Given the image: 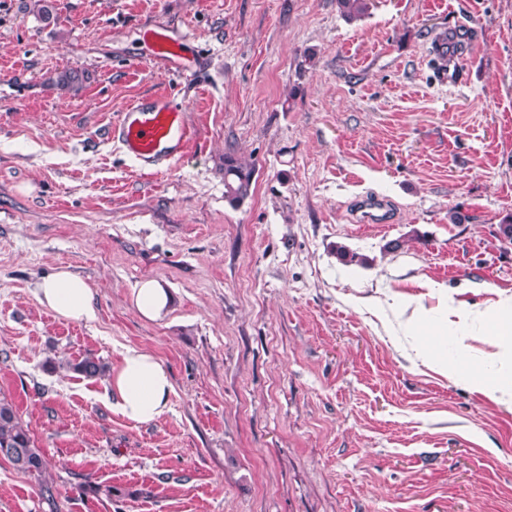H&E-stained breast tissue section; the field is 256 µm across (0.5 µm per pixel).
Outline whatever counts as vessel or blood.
Wrapping results in <instances>:
<instances>
[{
    "label": "vessel or blood",
    "mask_w": 512,
    "mask_h": 512,
    "mask_svg": "<svg viewBox=\"0 0 512 512\" xmlns=\"http://www.w3.org/2000/svg\"><path fill=\"white\" fill-rule=\"evenodd\" d=\"M149 41L156 60L167 63L172 72H183L181 45L164 28L151 29ZM108 136L133 159L157 166L186 148L194 130L183 107L164 96L155 102L130 104L109 127Z\"/></svg>",
    "instance_id": "vessel-or-blood-1"
}]
</instances>
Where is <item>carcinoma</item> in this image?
Masks as SVG:
<instances>
[{"label": "carcinoma", "mask_w": 512, "mask_h": 512, "mask_svg": "<svg viewBox=\"0 0 512 512\" xmlns=\"http://www.w3.org/2000/svg\"><path fill=\"white\" fill-rule=\"evenodd\" d=\"M341 14L352 20L364 16L369 9V0H336ZM80 75L64 70L47 79V84L60 91L78 90ZM254 167L234 152L224 154V198L234 207L243 203L251 194ZM336 258L344 265H368V259L343 244L336 245ZM69 369L88 379L101 378L107 365L103 359L88 354L82 359L68 363ZM0 457L25 474L40 477L48 470L43 451L35 445L31 431L18 414L13 404L0 399Z\"/></svg>", "instance_id": "cac0c4a2"}]
</instances>
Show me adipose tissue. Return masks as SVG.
Wrapping results in <instances>:
<instances>
[{
  "label": "adipose tissue",
  "instance_id": "1",
  "mask_svg": "<svg viewBox=\"0 0 512 512\" xmlns=\"http://www.w3.org/2000/svg\"><path fill=\"white\" fill-rule=\"evenodd\" d=\"M35 295L41 305L64 319L82 321L93 315L90 287L68 269L44 278ZM107 390L124 417L147 424L164 413L172 383L167 368L153 354L131 348L111 370Z\"/></svg>",
  "mask_w": 512,
  "mask_h": 512
}]
</instances>
